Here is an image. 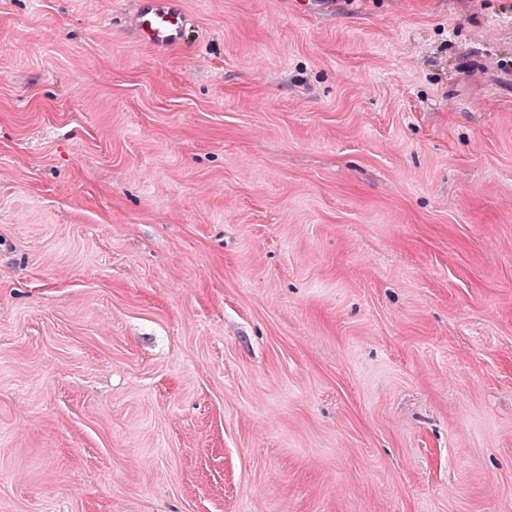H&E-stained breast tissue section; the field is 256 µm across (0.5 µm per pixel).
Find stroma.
Segmentation results:
<instances>
[{
    "label": "stroma",
    "mask_w": 512,
    "mask_h": 512,
    "mask_svg": "<svg viewBox=\"0 0 512 512\" xmlns=\"http://www.w3.org/2000/svg\"><path fill=\"white\" fill-rule=\"evenodd\" d=\"M0 0V512H512V0ZM128 16L132 38L159 53L181 47L192 26L183 0H135Z\"/></svg>",
    "instance_id": "35a3bbf8"
}]
</instances>
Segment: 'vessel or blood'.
I'll return each mask as SVG.
<instances>
[{
  "label": "vessel or blood",
  "instance_id": "vessel-or-blood-1",
  "mask_svg": "<svg viewBox=\"0 0 512 512\" xmlns=\"http://www.w3.org/2000/svg\"><path fill=\"white\" fill-rule=\"evenodd\" d=\"M191 26L183 0H135L128 16L132 38L161 53L181 47Z\"/></svg>",
  "mask_w": 512,
  "mask_h": 512
}]
</instances>
